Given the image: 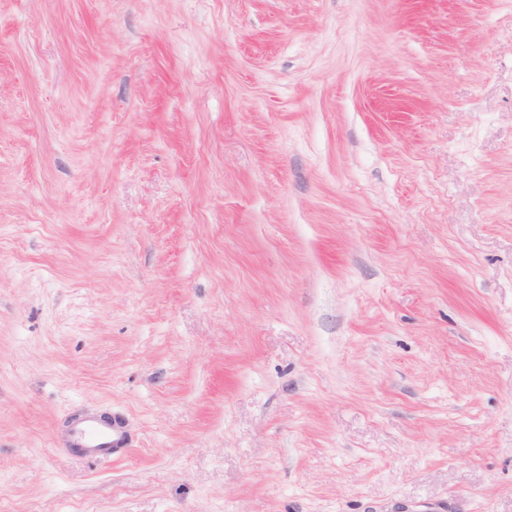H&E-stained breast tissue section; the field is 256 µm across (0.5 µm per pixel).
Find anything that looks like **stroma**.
<instances>
[{
    "instance_id": "1",
    "label": "stroma",
    "mask_w": 512,
    "mask_h": 512,
    "mask_svg": "<svg viewBox=\"0 0 512 512\" xmlns=\"http://www.w3.org/2000/svg\"><path fill=\"white\" fill-rule=\"evenodd\" d=\"M0 512H512V0H0ZM120 429L97 413L83 412L70 419L66 432L56 443L81 458L109 459L127 450L129 443Z\"/></svg>"
}]
</instances>
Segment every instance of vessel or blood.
<instances>
[{"mask_svg":"<svg viewBox=\"0 0 512 512\" xmlns=\"http://www.w3.org/2000/svg\"><path fill=\"white\" fill-rule=\"evenodd\" d=\"M57 444L71 454L90 460L109 459L127 449L120 428L94 412L74 415Z\"/></svg>","mask_w":512,"mask_h":512,"instance_id":"vessel-or-blood-1","label":"vessel or blood"}]
</instances>
